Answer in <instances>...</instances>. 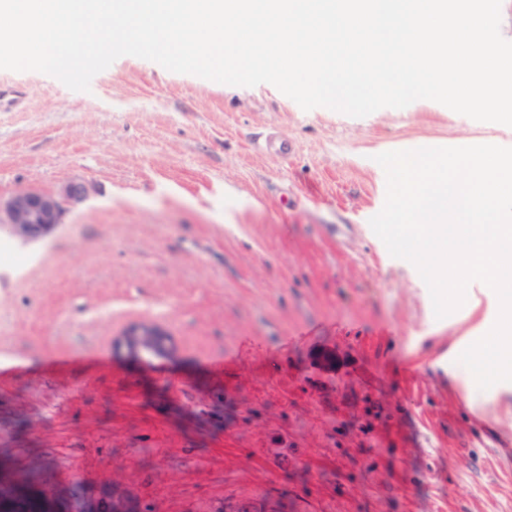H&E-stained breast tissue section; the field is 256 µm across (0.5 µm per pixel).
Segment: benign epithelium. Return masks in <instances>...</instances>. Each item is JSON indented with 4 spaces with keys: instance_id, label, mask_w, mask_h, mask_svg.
Segmentation results:
<instances>
[{
    "instance_id": "7a95c632",
    "label": "benign epithelium",
    "mask_w": 512,
    "mask_h": 512,
    "mask_svg": "<svg viewBox=\"0 0 512 512\" xmlns=\"http://www.w3.org/2000/svg\"><path fill=\"white\" fill-rule=\"evenodd\" d=\"M92 186L71 182L57 194L24 189L8 202L6 226L23 241L45 237L61 224L66 207L85 199ZM128 350L146 361L170 355L174 346L162 327L140 324L131 327L119 340ZM0 512H142L130 495L103 497L91 505L82 502H60L18 473L0 469Z\"/></svg>"
}]
</instances>
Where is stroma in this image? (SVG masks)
<instances>
[{
  "instance_id": "1",
  "label": "stroma",
  "mask_w": 512,
  "mask_h": 512,
  "mask_svg": "<svg viewBox=\"0 0 512 512\" xmlns=\"http://www.w3.org/2000/svg\"><path fill=\"white\" fill-rule=\"evenodd\" d=\"M0 201L85 181L45 238L0 229V459L145 512H512V382L459 363L367 218L397 146L512 147L421 99L352 117L122 56L86 92L0 69ZM154 323L171 356L119 347ZM447 352V371L433 370Z\"/></svg>"
}]
</instances>
